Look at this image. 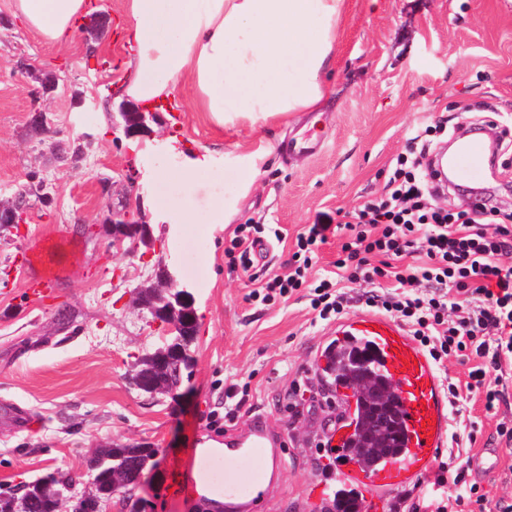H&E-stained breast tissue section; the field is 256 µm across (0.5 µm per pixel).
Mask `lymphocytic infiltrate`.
<instances>
[{
	"label": "lymphocytic infiltrate",
	"instance_id": "lymphocytic-infiltrate-1",
	"mask_svg": "<svg viewBox=\"0 0 512 512\" xmlns=\"http://www.w3.org/2000/svg\"><path fill=\"white\" fill-rule=\"evenodd\" d=\"M424 159L414 152L398 157L383 197L345 212L338 224L309 225L296 237L287 273L250 296L273 305L306 287L323 320L340 318L354 300L384 312L401 321L434 362L475 357L469 377L493 412L503 394L489 375L512 360V265L503 262L512 254V210L491 201L455 213L434 205ZM337 228L349 239L335 275L309 282L319 245ZM413 252L422 253L423 262L401 266ZM357 281L367 289L354 298L345 286ZM452 288L462 301L449 302Z\"/></svg>",
	"mask_w": 512,
	"mask_h": 512
}]
</instances>
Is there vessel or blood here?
I'll use <instances>...</instances> for the list:
<instances>
[{
  "label": "vessel or blood",
  "instance_id": "b4317fda",
  "mask_svg": "<svg viewBox=\"0 0 512 512\" xmlns=\"http://www.w3.org/2000/svg\"><path fill=\"white\" fill-rule=\"evenodd\" d=\"M486 140L462 138L452 157H438L433 172L450 164L457 174L479 176L490 163ZM72 247L61 235L40 239L25 260L27 282L47 288L64 272ZM338 340L359 339L378 354L380 369L403 400L405 446L388 456L383 467L368 468L352 463L340 477L367 488L370 495L386 493L413 482L430 465L434 452L442 447L448 432V408L438 372L405 330L395 321L372 312H357L340 320L335 328ZM282 442L260 421L224 437V512H259L263 500L280 488ZM261 460L258 473L247 474L246 464Z\"/></svg>",
  "mask_w": 512,
  "mask_h": 512
}]
</instances>
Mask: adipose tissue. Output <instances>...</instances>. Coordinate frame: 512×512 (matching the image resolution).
<instances>
[{"label":"adipose tissue","instance_id":"ef3b65f1","mask_svg":"<svg viewBox=\"0 0 512 512\" xmlns=\"http://www.w3.org/2000/svg\"><path fill=\"white\" fill-rule=\"evenodd\" d=\"M345 0H124L130 25L128 100L153 107L178 83L220 127L313 110L325 94ZM43 40L65 44L87 0H10Z\"/></svg>","mask_w":512,"mask_h":512}]
</instances>
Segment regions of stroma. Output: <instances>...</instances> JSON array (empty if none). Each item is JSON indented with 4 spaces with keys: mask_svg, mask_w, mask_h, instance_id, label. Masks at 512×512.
Segmentation results:
<instances>
[{
    "mask_svg": "<svg viewBox=\"0 0 512 512\" xmlns=\"http://www.w3.org/2000/svg\"><path fill=\"white\" fill-rule=\"evenodd\" d=\"M91 2L103 25L96 38L81 28L72 43L57 46L15 19L0 27V192L34 172L53 195L48 206L30 197L21 229L0 228V269L50 234H66L75 245L68 271L46 298L28 291L24 268L0 280V488L58 468L77 475L96 448L140 444L157 451L134 491L144 512H207V501L174 492L172 472L193 448L223 444L209 413L234 383L247 388L237 425L260 419L284 440L282 491L263 512H324L341 486L342 462L319 445L346 418L342 396L315 362L330 327L315 323L307 298L298 295L272 307L247 302L251 285L230 270L226 250L238 225H279L283 241L269 245L255 266L267 276L284 273L298 232L320 213L349 211L385 192L411 130L427 131L435 148L459 127L512 116V0H347L316 112L224 129L181 83L156 109L153 136L137 154L112 131L134 77L125 66L123 0ZM21 59L57 71L65 91L40 99L34 75L16 66ZM75 91L85 98L79 109L72 106ZM37 106L47 111L44 136L29 129ZM311 127L321 139L318 151L289 153V141ZM84 133L94 143L72 163L65 152ZM258 139L272 152L253 178L242 156ZM206 154L211 167L196 183L185 182L178 174L185 158ZM130 196L149 215L164 218L189 197L194 211L184 223L154 225L151 250L116 254L101 227ZM220 199L235 208L226 224L209 219ZM162 265L192 293L198 332L193 366L176 395L151 398L130 375L162 335L129 311L128 293ZM468 372L454 356L441 368L461 395L458 419L475 423L476 440L441 448L435 459L465 467L467 482L480 485L489 503L512 500V446L496 434L501 420L512 419V363L502 368L503 400L494 415L481 393L468 390ZM298 380L306 394L296 413L283 396ZM433 479L426 472L362 512H412L414 502L437 498Z\"/></svg>",
    "mask_w": 512,
    "mask_h": 512,
    "instance_id": "stroma-1",
    "label": "stroma"
}]
</instances>
